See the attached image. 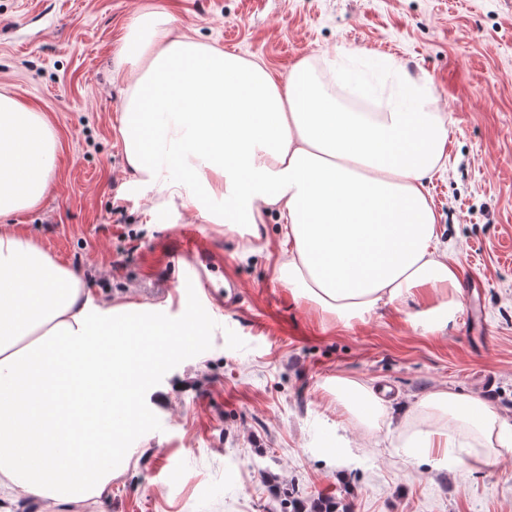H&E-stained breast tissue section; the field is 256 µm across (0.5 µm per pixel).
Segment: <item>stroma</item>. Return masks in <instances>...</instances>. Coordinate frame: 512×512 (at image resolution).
Listing matches in <instances>:
<instances>
[{"label":"stroma","instance_id":"obj_1","mask_svg":"<svg viewBox=\"0 0 512 512\" xmlns=\"http://www.w3.org/2000/svg\"><path fill=\"white\" fill-rule=\"evenodd\" d=\"M152 6L283 81L301 58L341 47L336 72L391 60L432 81L450 133L429 188L442 241L483 282V343L464 292L439 332L413 321L416 296L348 324L276 280L275 218L256 240L209 222L218 198L149 211L126 186L112 71ZM0 89L45 112L59 141L43 203L13 224L100 301L201 325L196 346L145 381L128 468L106 494L51 512H281L287 488L336 512H512V450L461 466L477 443L452 422L451 460L403 447L412 402L439 388L478 395L512 425V0H0ZM199 224L200 250L181 255L179 232ZM339 375L385 389L388 419L367 430L330 402L324 386ZM336 442L350 459L328 452Z\"/></svg>","mask_w":512,"mask_h":512}]
</instances>
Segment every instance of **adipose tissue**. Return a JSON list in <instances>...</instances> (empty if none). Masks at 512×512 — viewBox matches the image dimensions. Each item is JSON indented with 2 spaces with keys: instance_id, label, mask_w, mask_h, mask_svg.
I'll return each mask as SVG.
<instances>
[{
  "instance_id": "adipose-tissue-1",
  "label": "adipose tissue",
  "mask_w": 512,
  "mask_h": 512,
  "mask_svg": "<svg viewBox=\"0 0 512 512\" xmlns=\"http://www.w3.org/2000/svg\"><path fill=\"white\" fill-rule=\"evenodd\" d=\"M122 56L112 79L130 184L167 206L188 185L200 201L229 198L220 220L231 231L276 215L279 279L341 321L457 288L426 190L448 145L430 81L403 75L384 111L346 112L320 58L297 62L283 84L261 60L175 33L159 8L133 20ZM57 150L45 113L0 93V483L76 505L106 491L136 429L104 416L98 394L116 410L132 404L157 361L198 329L135 316L132 303L96 304L79 276L15 228L14 215L44 200ZM172 162L185 181L166 176ZM330 392L367 428L386 410L362 381L336 377ZM417 405V456L447 447V415L481 438L478 462L512 447V428L480 397L436 390ZM93 449L106 464L90 463Z\"/></svg>"
}]
</instances>
